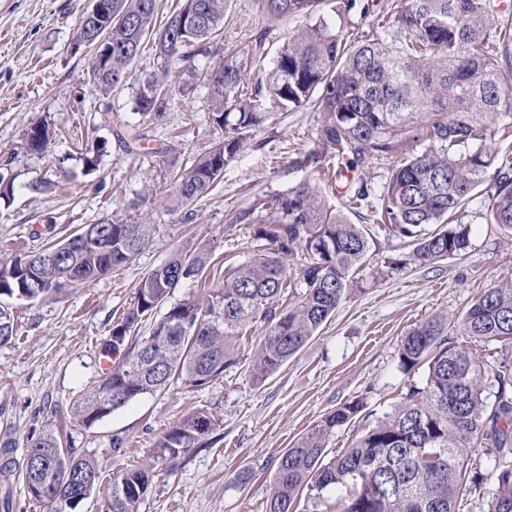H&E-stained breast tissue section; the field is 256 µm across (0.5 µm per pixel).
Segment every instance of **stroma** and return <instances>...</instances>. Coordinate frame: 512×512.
Segmentation results:
<instances>
[{
    "label": "stroma",
    "instance_id": "obj_1",
    "mask_svg": "<svg viewBox=\"0 0 512 512\" xmlns=\"http://www.w3.org/2000/svg\"><path fill=\"white\" fill-rule=\"evenodd\" d=\"M88 0H0V156H13L12 198L0 199V253L37 250L41 233L63 239L82 225L109 218L155 225L149 244L122 269L63 290L46 300L0 299L17 328L0 345V446L23 462L30 436L57 423L70 403L98 380L96 344L135 302L143 276L176 251L205 248L226 266L252 257V227L231 223L234 212L303 179L290 168L297 149L317 147L320 122L308 109L267 112L208 197L169 211L172 191L163 149L180 160L207 151L219 138L211 120L207 76L223 54L199 60L196 89L177 98L165 124L134 109V86L101 96L91 86L88 59L67 46ZM299 19H263L259 0H229L222 39L247 54L251 82L264 78ZM138 124L143 138L130 153L100 125L104 107ZM60 128L46 151L31 153L23 133L33 122ZM105 145L96 170L83 166L82 149ZM50 179L48 192L33 184ZM483 184L463 221L471 244L456 258L436 264L411 260L412 245L379 224H365L370 260L354 274V288L319 333L265 382H256L248 360L205 386H174L141 395L112 415L84 426L69 424L63 441L92 457L101 478L78 512H108L114 475L140 461L154 441L184 416L205 411L216 422L208 444L177 465H157L139 512H266L277 457L339 404L360 399L364 414L336 429L329 454L351 447L359 434L397 405L424 370L402 372L399 345L415 325L442 319L459 339V316L485 289L512 280V237L486 223ZM387 257L400 269L378 272ZM124 439L114 451L113 437ZM468 465L479 485L459 497L456 512H486L495 484L493 462L469 449ZM250 472L248 481L238 472Z\"/></svg>",
    "mask_w": 512,
    "mask_h": 512
}]
</instances>
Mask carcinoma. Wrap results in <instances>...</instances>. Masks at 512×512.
Masks as SVG:
<instances>
[{
    "instance_id": "carcinoma-1",
    "label": "carcinoma",
    "mask_w": 512,
    "mask_h": 512,
    "mask_svg": "<svg viewBox=\"0 0 512 512\" xmlns=\"http://www.w3.org/2000/svg\"><path fill=\"white\" fill-rule=\"evenodd\" d=\"M112 24L102 33L112 63L89 69L90 82L106 97L128 85L131 64L146 39L163 60L162 72L141 76L136 110L162 120L171 109L169 65L178 73V92L194 90L196 61L217 52L227 0H182L155 28L157 0H103ZM266 18L308 20L317 0H261ZM374 0H341L336 21L306 23L277 52L265 87L248 90V60L230 56L208 84L213 123L221 137L190 162L169 161L173 190L168 208L178 210L207 196L247 142L248 131L263 121V103L281 111L308 104L321 112L320 149L297 153L291 167L305 178L268 194L233 216L235 224H256L257 253L224 268L222 283H207L216 258L207 250L193 256L177 251L145 275L136 303L100 339L98 354L115 365L71 407L91 426L146 393L173 384L202 387L235 367L251 350V371L263 382L297 354L331 318L353 287L352 274L370 251L360 225L346 210L366 205L364 222L383 224L389 234L413 242V257L433 264L457 257L470 246L469 204L491 181L486 223L512 235V26L492 23L497 0H393L377 16L378 32L346 33L345 16L359 10L376 16ZM101 126L127 148L142 135L128 120L100 114ZM56 131L43 122L25 130L26 148L42 153ZM422 150L414 153L411 145ZM350 164L394 160L380 192L350 181L343 207L329 204L317 184L326 156ZM12 157L0 159V199L13 195ZM375 196L377 203L369 201ZM262 215L257 216L255 212ZM427 224L439 228L429 233ZM152 224H125L108 218L77 233L47 242L35 251L0 254V297L36 300L117 271L149 243ZM301 250L298 277L288 278L286 257ZM202 294L169 303L188 281ZM298 288L288 305V289ZM164 314L149 336L134 335L143 318ZM266 325L250 348L248 332ZM460 335L475 343L512 344V283L485 290L462 315ZM15 332L14 317L0 305V345ZM402 369H426L425 384L412 385L404 400L368 428L352 447L327 457L334 431L364 409L360 400L339 405L286 449L276 461L267 512H294L304 490L350 488L342 512H455L468 485L480 473L466 463V451L481 447L494 461L495 487L486 512H512V363H490L448 338L446 323L429 319L409 330L399 348ZM120 402L103 404L107 394ZM204 412L175 422L141 463L112 482L109 512H138L157 464L175 465L213 431ZM41 453L45 466L24 463L27 490L54 487L50 512H75V491L63 481L68 469L100 474L97 463L63 446L53 429L31 436L27 451Z\"/></svg>"
}]
</instances>
